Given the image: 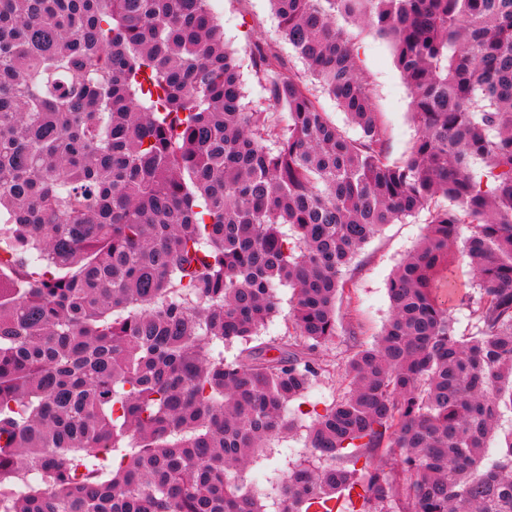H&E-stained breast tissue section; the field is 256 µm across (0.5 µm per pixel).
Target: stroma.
<instances>
[{"instance_id": "stroma-1", "label": "stroma", "mask_w": 512, "mask_h": 512, "mask_svg": "<svg viewBox=\"0 0 512 512\" xmlns=\"http://www.w3.org/2000/svg\"><path fill=\"white\" fill-rule=\"evenodd\" d=\"M212 7L224 27V41L240 67L244 104L254 112L275 111L286 119L285 110H273L264 80L256 75L250 55L254 39L267 42L286 58L295 71L305 69L291 45L283 38L280 23L269 0H212ZM354 48L361 72L375 89V108L384 126L390 161H403L419 135L410 111V89L398 69L390 43L378 35L355 31ZM425 215L386 225L354 257L346 275L344 292L336 303V337L319 351L327 371L309 395L321 405L346 395L349 390L345 369L353 354L349 332L358 339L374 342L391 316L388 282L399 262L412 251L425 231ZM303 432L283 434L268 443L261 458L246 472L248 481L257 475L297 458L303 452Z\"/></svg>"}]
</instances>
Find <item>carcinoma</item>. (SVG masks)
<instances>
[{
	"mask_svg": "<svg viewBox=\"0 0 512 512\" xmlns=\"http://www.w3.org/2000/svg\"><path fill=\"white\" fill-rule=\"evenodd\" d=\"M271 5L308 67L254 43L283 125L242 104L204 0H0V512H266L244 470L321 376L346 269L423 211L392 317L265 498L512 512V0ZM359 23L410 89L400 164ZM458 245L469 336L434 293ZM281 287L295 341L250 346ZM324 112H327L331 121L350 137H356L357 129L348 121L346 114L340 109L336 101L322 92H316ZM455 265L459 280L456 288L451 289L454 299L465 294H475L478 291V282L472 272L469 259L464 254L456 252Z\"/></svg>",
	"mask_w": 512,
	"mask_h": 512,
	"instance_id": "carcinoma-1",
	"label": "carcinoma"
}]
</instances>
